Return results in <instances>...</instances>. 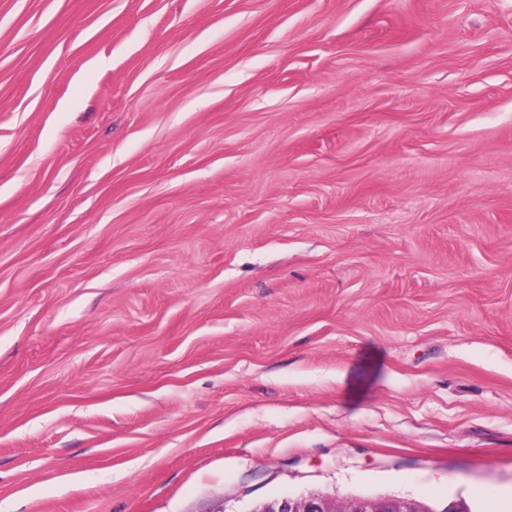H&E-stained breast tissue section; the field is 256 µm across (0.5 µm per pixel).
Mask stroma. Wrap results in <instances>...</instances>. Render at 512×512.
Instances as JSON below:
<instances>
[{"mask_svg": "<svg viewBox=\"0 0 512 512\" xmlns=\"http://www.w3.org/2000/svg\"><path fill=\"white\" fill-rule=\"evenodd\" d=\"M484 489L512 0H0V512Z\"/></svg>", "mask_w": 512, "mask_h": 512, "instance_id": "stroma-1", "label": "stroma"}]
</instances>
